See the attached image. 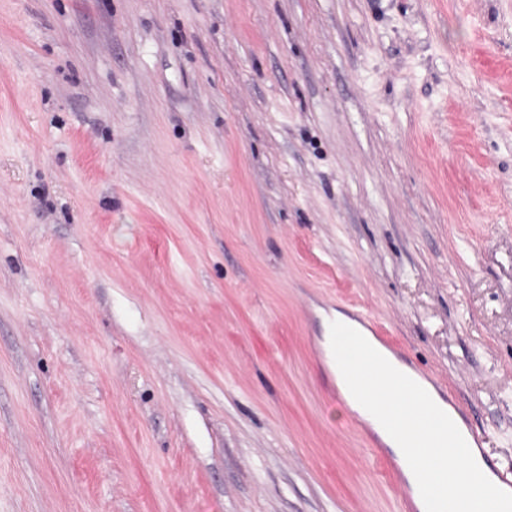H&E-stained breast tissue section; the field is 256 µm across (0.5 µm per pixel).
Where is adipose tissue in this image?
<instances>
[{
	"mask_svg": "<svg viewBox=\"0 0 512 512\" xmlns=\"http://www.w3.org/2000/svg\"><path fill=\"white\" fill-rule=\"evenodd\" d=\"M333 320L337 387L397 455L419 512H500L494 479L458 413L360 323L340 312ZM393 407L405 412L397 428L384 421Z\"/></svg>",
	"mask_w": 512,
	"mask_h": 512,
	"instance_id": "ef3b65f1",
	"label": "adipose tissue"
}]
</instances>
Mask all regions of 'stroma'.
Returning <instances> with one entry per match:
<instances>
[{
  "instance_id": "stroma-1",
  "label": "stroma",
  "mask_w": 512,
  "mask_h": 512,
  "mask_svg": "<svg viewBox=\"0 0 512 512\" xmlns=\"http://www.w3.org/2000/svg\"><path fill=\"white\" fill-rule=\"evenodd\" d=\"M330 310L512 465V0H0V512H413Z\"/></svg>"
}]
</instances>
